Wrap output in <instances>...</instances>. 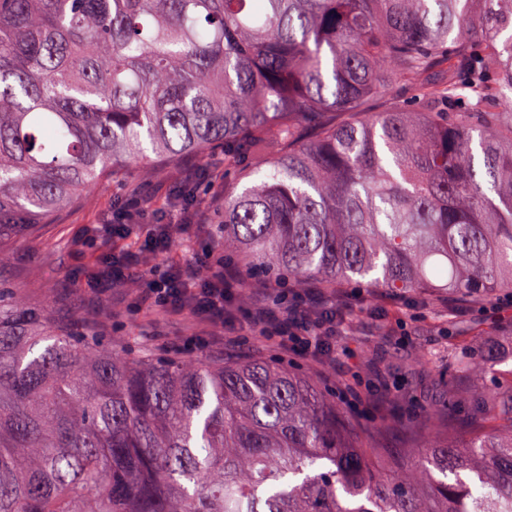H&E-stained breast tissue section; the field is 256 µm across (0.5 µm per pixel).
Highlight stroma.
<instances>
[{"instance_id": "35a3bbf8", "label": "stroma", "mask_w": 512, "mask_h": 512, "mask_svg": "<svg viewBox=\"0 0 512 512\" xmlns=\"http://www.w3.org/2000/svg\"><path fill=\"white\" fill-rule=\"evenodd\" d=\"M223 170L220 152L204 167L190 158L173 166L156 157L147 166L117 170L15 239L0 257V282L15 288L28 304H49L56 318L78 315L90 334L117 350L129 349L151 359L168 354L170 343L200 336L206 345L193 349L192 357L221 361L250 356L307 372L347 411L351 423L366 425L373 414L391 411L389 422L374 432L377 446L389 455L409 446L413 423L432 405L443 407L449 435L462 439L480 427L475 388L490 386L495 376L512 380L510 292L474 303L444 293L395 297L353 285L336 292L305 285L303 291L313 305L333 300L342 308L334 341L336 365L329 368L272 349L248 330L253 306L278 295L275 281L238 291L229 309L246 331L233 343L210 331L190 311L174 314L138 307L136 283L121 281L103 290L91 287L92 273L112 256L140 251L144 224L175 218L182 204L170 196L180 182L188 183L189 201L204 219L185 247H174L169 264L179 263L186 254L204 262L223 256ZM132 198L143 202L137 224L104 238L87 236V229ZM482 343L497 351L495 375L454 373L455 358Z\"/></svg>"}]
</instances>
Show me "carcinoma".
Segmentation results:
<instances>
[{
    "instance_id": "1",
    "label": "carcinoma",
    "mask_w": 512,
    "mask_h": 512,
    "mask_svg": "<svg viewBox=\"0 0 512 512\" xmlns=\"http://www.w3.org/2000/svg\"><path fill=\"white\" fill-rule=\"evenodd\" d=\"M510 100L512 0H0V255L148 150L220 148L244 285L486 301L512 291ZM480 403L381 470L301 370L139 361L0 287V512H512V383Z\"/></svg>"
}]
</instances>
